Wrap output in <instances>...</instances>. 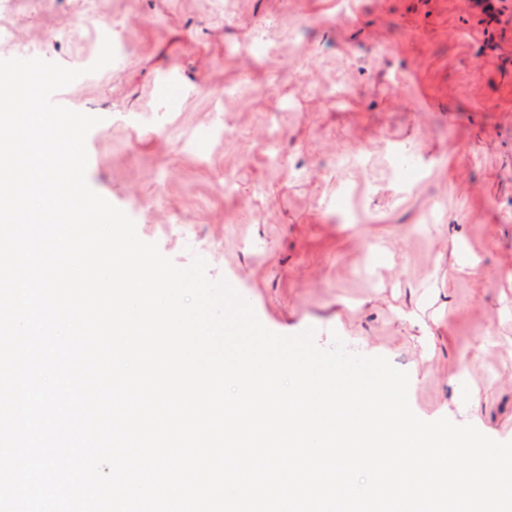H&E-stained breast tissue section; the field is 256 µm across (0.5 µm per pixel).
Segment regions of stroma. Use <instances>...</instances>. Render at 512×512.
Segmentation results:
<instances>
[{
  "label": "stroma",
  "instance_id": "stroma-1",
  "mask_svg": "<svg viewBox=\"0 0 512 512\" xmlns=\"http://www.w3.org/2000/svg\"><path fill=\"white\" fill-rule=\"evenodd\" d=\"M0 22V59L82 70L65 93L101 119L87 182L142 240L240 271L265 325L387 358L422 420L459 421L466 361L473 426L512 441L511 22L462 0H0ZM106 39L114 62L88 73ZM466 370L461 365H456L452 372L448 374L450 384L452 385L456 395L462 394V408L463 413H466L473 403L478 401V393L475 391L466 390L463 379Z\"/></svg>",
  "mask_w": 512,
  "mask_h": 512
}]
</instances>
